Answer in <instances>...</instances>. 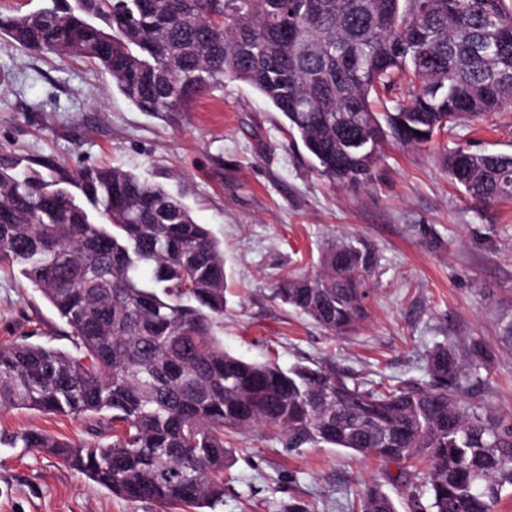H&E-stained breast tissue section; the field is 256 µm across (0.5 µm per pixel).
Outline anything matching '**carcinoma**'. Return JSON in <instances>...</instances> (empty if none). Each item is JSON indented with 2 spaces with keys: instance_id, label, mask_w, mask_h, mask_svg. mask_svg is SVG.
Listing matches in <instances>:
<instances>
[{
  "instance_id": "cac0c4a2",
  "label": "carcinoma",
  "mask_w": 512,
  "mask_h": 512,
  "mask_svg": "<svg viewBox=\"0 0 512 512\" xmlns=\"http://www.w3.org/2000/svg\"><path fill=\"white\" fill-rule=\"evenodd\" d=\"M30 52L85 58L141 112H181L242 81L281 112L322 176L364 184L380 144L424 146L461 117L512 104V0H52L0 14ZM385 112L372 98L402 81ZM442 162L477 207L512 199V153L458 146ZM54 308L80 355L0 346V412L82 418L90 440L0 433L58 458L112 495L215 509L224 435L271 430L287 448L330 445L422 467L411 512H496L512 494V415L467 403L497 353L439 344L428 380L385 391L331 367L247 361L215 333L224 248L180 194L119 166L76 174L0 153V264ZM373 249L343 237L315 274L273 297L333 336L366 317ZM361 512H397L376 486Z\"/></svg>"
}]
</instances>
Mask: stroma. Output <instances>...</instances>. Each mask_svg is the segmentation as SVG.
<instances>
[{"label": "stroma", "instance_id": "obj_1", "mask_svg": "<svg viewBox=\"0 0 512 512\" xmlns=\"http://www.w3.org/2000/svg\"><path fill=\"white\" fill-rule=\"evenodd\" d=\"M280 112L239 81L184 112H140L86 59L33 54L0 36V153L52 160L69 172L119 165L182 194L224 244V317L217 334L251 362L331 364L367 389L423 381L436 344L469 336L495 348L474 400L512 412V200L476 209L448 180L445 149L512 153V105L462 120L422 148L385 141L369 184L331 181L293 146ZM365 240L378 264L366 318L332 336L274 300L294 272L315 273L339 236ZM71 350L55 310L18 270L0 266V345ZM40 429L67 441L84 420L0 413V430ZM224 502L217 512H358L380 485L409 512L399 465L327 446L285 448L258 428L225 438ZM0 512H179L113 496L59 459L0 447Z\"/></svg>", "mask_w": 512, "mask_h": 512}]
</instances>
